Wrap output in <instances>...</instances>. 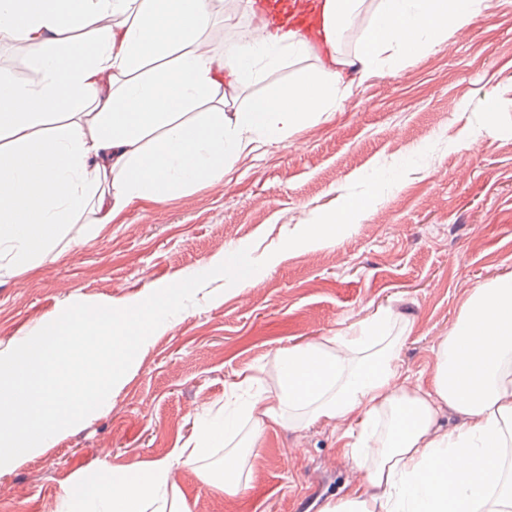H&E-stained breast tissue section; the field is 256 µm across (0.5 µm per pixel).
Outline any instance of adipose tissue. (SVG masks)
<instances>
[{
    "label": "adipose tissue",
    "mask_w": 512,
    "mask_h": 512,
    "mask_svg": "<svg viewBox=\"0 0 512 512\" xmlns=\"http://www.w3.org/2000/svg\"><path fill=\"white\" fill-rule=\"evenodd\" d=\"M320 0L318 66L247 107L239 91L310 56L280 17L214 54V0H0V38L32 60L38 82L0 77V269L31 266L64 225L109 224L140 201L161 203L222 180L243 155L287 140L351 91L341 43L363 19L364 74L398 69L439 45L487 0ZM393 311L275 357V384L224 416L203 419L166 458L64 492L55 512H188L173 481L224 450L218 489L242 493L246 452L271 427L345 425L347 456L366 474L322 512H512V273L476 288L437 348L428 384L407 385ZM462 416L441 430L442 407Z\"/></svg>",
    "instance_id": "obj_1"
}]
</instances>
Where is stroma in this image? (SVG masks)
<instances>
[{
    "instance_id": "1",
    "label": "stroma",
    "mask_w": 512,
    "mask_h": 512,
    "mask_svg": "<svg viewBox=\"0 0 512 512\" xmlns=\"http://www.w3.org/2000/svg\"><path fill=\"white\" fill-rule=\"evenodd\" d=\"M335 112L241 158L219 185L143 201L93 238L72 225L27 271L0 277V353L67 306L127 304L249 249L254 287L209 281L194 305L140 348L106 410L0 477V512H53L64 488L164 458L195 419L224 411L241 376L272 385L277 351L319 340L391 308L407 323L401 364L429 380L440 336L474 288L512 272V0L462 32L405 57L397 73L345 70ZM336 243L282 250L337 207L349 187L416 154ZM335 425L267 429L247 457L251 481L227 497L179 469L190 512H321L354 487Z\"/></svg>"
}]
</instances>
